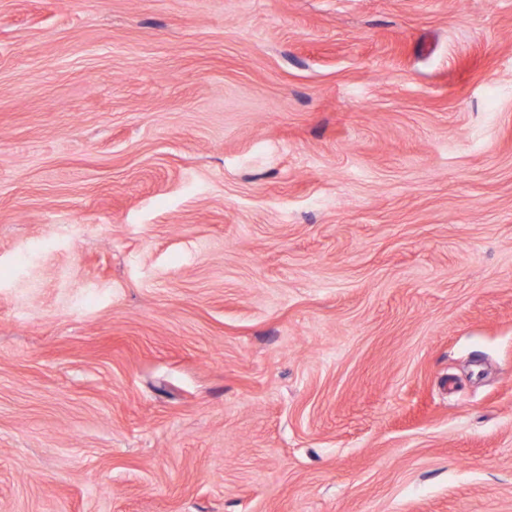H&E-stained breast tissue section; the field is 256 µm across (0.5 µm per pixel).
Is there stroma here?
I'll list each match as a JSON object with an SVG mask.
<instances>
[{
    "label": "stroma",
    "mask_w": 512,
    "mask_h": 512,
    "mask_svg": "<svg viewBox=\"0 0 512 512\" xmlns=\"http://www.w3.org/2000/svg\"><path fill=\"white\" fill-rule=\"evenodd\" d=\"M0 512H512V0H0Z\"/></svg>",
    "instance_id": "35a3bbf8"
}]
</instances>
